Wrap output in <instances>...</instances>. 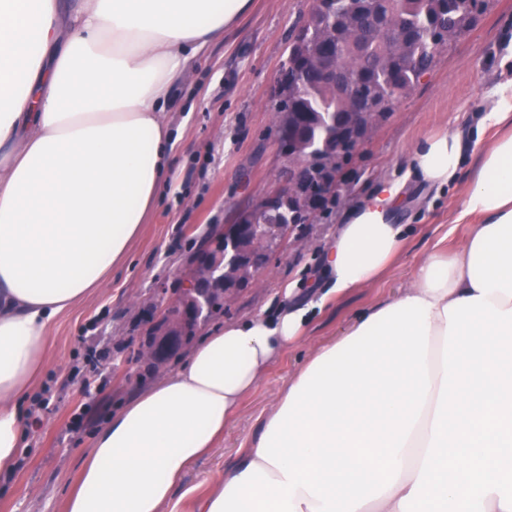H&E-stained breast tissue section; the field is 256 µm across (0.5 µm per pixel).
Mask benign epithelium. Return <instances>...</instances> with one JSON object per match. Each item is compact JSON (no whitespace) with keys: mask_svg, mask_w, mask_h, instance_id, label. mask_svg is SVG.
Listing matches in <instances>:
<instances>
[{"mask_svg":"<svg viewBox=\"0 0 512 512\" xmlns=\"http://www.w3.org/2000/svg\"><path fill=\"white\" fill-rule=\"evenodd\" d=\"M276 134L282 151L288 156V184L241 214L235 223L226 225L221 232L224 248L213 244L198 253L189 286L179 290L176 297L159 302V320L172 322L175 330L161 334L148 349L149 356L165 358L172 355L183 346L185 336L211 315L212 299L204 285L214 274L225 279L227 293L240 289L237 274L224 271V251L232 250L238 255V262L250 265L257 272L265 264L268 250L290 235L295 224H266L264 214L267 211L298 200L305 204L301 213L309 220L320 212V204L325 198L336 195L340 182L337 174L331 172L336 166V155L315 157L300 152V130L288 126V121L283 118Z\"/></svg>","mask_w":512,"mask_h":512,"instance_id":"benign-epithelium-1","label":"benign epithelium"}]
</instances>
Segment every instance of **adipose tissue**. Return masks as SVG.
<instances>
[{
    "label": "adipose tissue",
    "instance_id": "adipose-tissue-1",
    "mask_svg": "<svg viewBox=\"0 0 512 512\" xmlns=\"http://www.w3.org/2000/svg\"><path fill=\"white\" fill-rule=\"evenodd\" d=\"M250 0H0V476L26 444L25 401L52 323L107 285L173 183L172 90ZM453 254L315 349L196 512H512V81L494 90ZM458 135L409 171L443 191ZM406 182L353 209L326 294L226 322L99 430L63 512H163L190 465L330 296L402 252Z\"/></svg>",
    "mask_w": 512,
    "mask_h": 512
}]
</instances>
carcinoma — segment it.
<instances>
[{
    "mask_svg": "<svg viewBox=\"0 0 512 512\" xmlns=\"http://www.w3.org/2000/svg\"><path fill=\"white\" fill-rule=\"evenodd\" d=\"M383 19V24L356 30L350 12L359 2ZM485 0H330L331 13L311 10L302 28L307 41L295 38L288 57V82L279 111L295 117L311 143L322 153L339 141V131L351 112L365 111L338 91L334 80L358 89L362 97L386 99L385 112L407 95L434 63L448 32L465 34ZM323 54V67L334 68L332 80L308 64Z\"/></svg>",
    "mask_w": 512,
    "mask_h": 512,
    "instance_id": "1",
    "label": "carcinoma"
}]
</instances>
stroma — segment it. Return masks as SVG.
Segmentation results:
<instances>
[{
  "mask_svg": "<svg viewBox=\"0 0 512 512\" xmlns=\"http://www.w3.org/2000/svg\"><path fill=\"white\" fill-rule=\"evenodd\" d=\"M313 0H253L251 11L223 40L211 43L173 92L170 121L180 134L176 179L160 198L111 281L60 317L50 333L49 362L30 399H43L41 419L28 423L26 446L13 476L0 486V512H61L62 501L95 445L99 429L135 393L159 382L212 330L252 313L273 311L281 290L297 283L300 298L328 288L322 274L327 244L348 212L376 185L406 177L401 223L410 225L394 266L374 282L333 298L307 323L298 345L280 359L242 402L224 440L187 471L164 512H194L193 492L223 476L258 429L281 388L310 351L336 341L355 317L398 295L416 261L435 248L456 249L467 225L456 223L472 166L463 163L443 192L407 178L408 157L425 135L448 131L466 147L475 120L504 77L512 50V0H489L473 28L441 49L432 70L376 125L343 171L339 202L300 225L268 254L248 284L211 318L158 373L141 379L140 338L161 298L189 277L201 243L281 186L288 162L276 139L279 78Z\"/></svg>",
  "mask_w": 512,
  "mask_h": 512,
  "instance_id": "35a3bbf8",
  "label": "stroma"
}]
</instances>
